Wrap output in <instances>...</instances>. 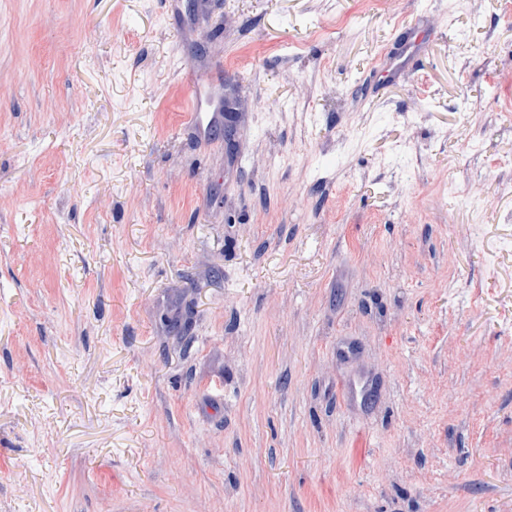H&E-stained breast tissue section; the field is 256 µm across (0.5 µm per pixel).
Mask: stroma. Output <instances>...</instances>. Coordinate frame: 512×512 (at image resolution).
<instances>
[{"label": "stroma", "instance_id": "1", "mask_svg": "<svg viewBox=\"0 0 512 512\" xmlns=\"http://www.w3.org/2000/svg\"><path fill=\"white\" fill-rule=\"evenodd\" d=\"M506 92L512 0H0V512H512Z\"/></svg>", "mask_w": 512, "mask_h": 512}]
</instances>
